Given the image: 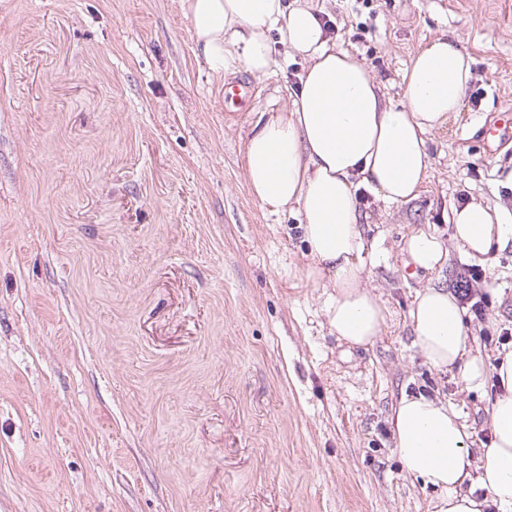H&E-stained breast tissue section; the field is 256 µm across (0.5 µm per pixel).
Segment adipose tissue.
I'll use <instances>...</instances> for the list:
<instances>
[{
  "label": "adipose tissue",
  "instance_id": "1",
  "mask_svg": "<svg viewBox=\"0 0 512 512\" xmlns=\"http://www.w3.org/2000/svg\"><path fill=\"white\" fill-rule=\"evenodd\" d=\"M195 42L216 73L243 63L257 77L277 61L274 44L306 63L289 106L260 113L245 143L247 185L272 215L298 210L313 263L305 281L327 280L324 314L331 335L363 347L381 336L387 309L363 284L365 239L358 187L387 205L418 198L428 176L425 136L458 111L471 76L458 43L435 38L404 74L400 105L386 102L378 82L326 34L304 0H180ZM452 238L470 257L487 259L512 242V214L469 201L454 208ZM409 263L441 273L448 248L419 228L402 247ZM414 343L428 366L455 372L465 390L493 381L492 438L477 459L472 432L454 405L425 395H401L389 417L395 452L406 473L432 486L436 512H512V349L487 364L468 335L465 309L437 283L418 291L408 310ZM485 489L477 498L475 488Z\"/></svg>",
  "mask_w": 512,
  "mask_h": 512
}]
</instances>
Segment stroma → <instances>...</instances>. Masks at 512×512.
I'll list each match as a JSON object with an SVG mask.
<instances>
[{
  "mask_svg": "<svg viewBox=\"0 0 512 512\" xmlns=\"http://www.w3.org/2000/svg\"><path fill=\"white\" fill-rule=\"evenodd\" d=\"M311 4L392 102L436 37L472 60L419 197L357 194L388 309L365 347L330 334L298 215L265 213L245 178L302 58L217 75L179 0H0V512H435L393 449L404 392L453 401L488 445L496 386L431 369L408 309L482 271L469 331L485 355L512 348V250L479 262L448 224L464 198L512 213V144L479 139L512 110V0ZM241 78L254 93L225 111ZM419 227L449 243L442 277L406 262Z\"/></svg>",
  "mask_w": 512,
  "mask_h": 512,
  "instance_id": "35a3bbf8",
  "label": "stroma"
}]
</instances>
